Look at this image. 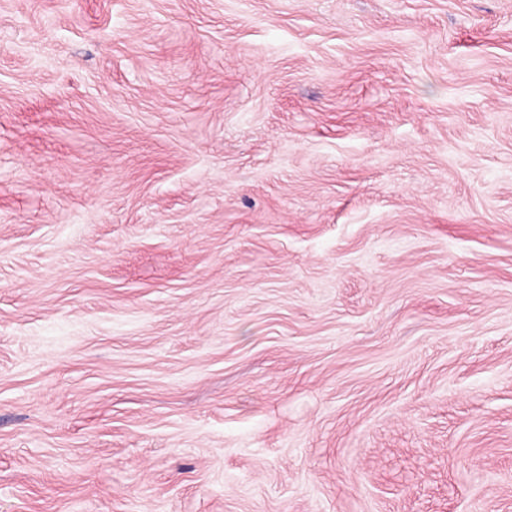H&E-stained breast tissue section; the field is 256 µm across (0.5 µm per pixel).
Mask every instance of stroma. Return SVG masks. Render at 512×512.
<instances>
[{"mask_svg":"<svg viewBox=\"0 0 512 512\" xmlns=\"http://www.w3.org/2000/svg\"><path fill=\"white\" fill-rule=\"evenodd\" d=\"M0 512H512V0H0Z\"/></svg>","mask_w":512,"mask_h":512,"instance_id":"1","label":"stroma"}]
</instances>
